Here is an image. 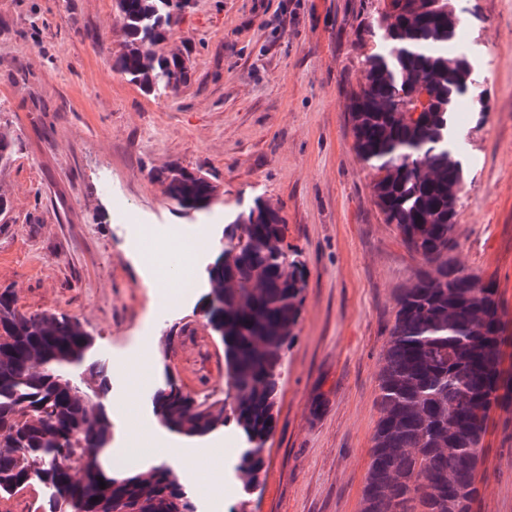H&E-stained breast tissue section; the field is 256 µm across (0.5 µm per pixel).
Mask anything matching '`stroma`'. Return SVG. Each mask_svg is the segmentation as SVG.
I'll list each match as a JSON object with an SVG mask.
<instances>
[{"mask_svg":"<svg viewBox=\"0 0 512 512\" xmlns=\"http://www.w3.org/2000/svg\"><path fill=\"white\" fill-rule=\"evenodd\" d=\"M478 84L456 109L467 185L456 254L495 278L512 314V0H457ZM378 0H192L164 45L188 54V83L147 93L113 66L114 0H0V290L27 312L77 319L92 358L113 362L112 445L197 448L184 485L200 512H360L378 419L377 378L395 293L419 266L384 223L372 175L353 147L348 104L372 41ZM209 175L217 192L181 214L155 171ZM277 208L284 248L300 251L306 288L282 354L265 467L245 493L234 424L191 438L160 426L152 397L166 375L198 400H225L224 346L206 324L208 267L224 229L255 201ZM175 230L197 249V288L171 301L147 288L141 257L171 252L130 228ZM211 249H198L199 231ZM473 512H512V401L487 422Z\"/></svg>","mask_w":512,"mask_h":512,"instance_id":"35a3bbf8","label":"stroma"}]
</instances>
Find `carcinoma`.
<instances>
[{
	"label": "carcinoma",
	"instance_id": "obj_1",
	"mask_svg": "<svg viewBox=\"0 0 512 512\" xmlns=\"http://www.w3.org/2000/svg\"><path fill=\"white\" fill-rule=\"evenodd\" d=\"M122 20L114 67L146 92L188 82L181 53L159 49L181 0H115ZM465 19L455 0H380L376 44L364 57L349 107L354 149L373 173L384 223L394 224L419 260L398 289L396 313L378 374V420L360 512H473L476 472L492 407L512 397L500 369L506 313L493 277L457 261L455 236L465 171L455 110L470 88L468 56L453 52ZM0 134V168L14 161ZM167 197L199 210L216 186L202 171L173 166L156 175ZM237 244L209 271L206 320L224 301L227 406L198 402L171 379L153 397L168 430L204 437L233 422L243 433L238 472L257 482L273 427L284 347L295 340L306 268L285 253L279 211L256 201ZM92 336L76 319L21 311L0 292V499L31 485L45 490L43 512H197L170 466L135 468L105 480L100 454L112 441L103 397L110 368L86 362Z\"/></svg>",
	"mask_w": 512,
	"mask_h": 512
}]
</instances>
